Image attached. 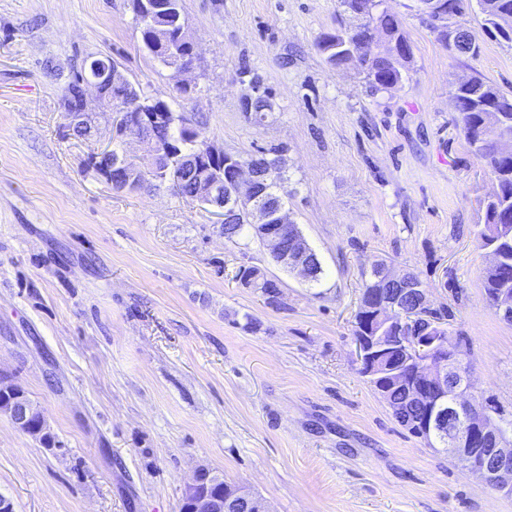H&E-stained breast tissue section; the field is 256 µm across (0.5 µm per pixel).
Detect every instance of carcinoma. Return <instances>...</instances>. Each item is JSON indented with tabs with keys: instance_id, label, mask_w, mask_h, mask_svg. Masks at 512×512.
Instances as JSON below:
<instances>
[{
	"instance_id": "carcinoma-1",
	"label": "carcinoma",
	"mask_w": 512,
	"mask_h": 512,
	"mask_svg": "<svg viewBox=\"0 0 512 512\" xmlns=\"http://www.w3.org/2000/svg\"><path fill=\"white\" fill-rule=\"evenodd\" d=\"M384 0H339L342 12L357 20L360 14L368 10L373 13L376 30L389 41L405 46L406 52L398 57L390 54L384 45L373 54H359L351 46L363 38L364 28L355 23L323 34L318 41L319 50L325 54L326 61L334 66L348 62L355 63L364 75L365 83L371 94L386 92L402 84L413 61V50L400 18L382 8ZM481 14L487 28L512 44V0H478ZM464 10L463 0H451L448 17L432 19V28L438 39L448 43V35H455L451 52L457 57L478 54V47L471 42L467 31L453 22V18ZM161 24L159 32L167 35V41L177 40L180 28L174 15L163 13L157 20ZM82 72H77L65 89L63 106L67 112L77 107L79 100V82ZM454 99L459 114L460 128L473 155L481 159L498 184V192L483 202V224L477 232V246L491 245L500 256L499 262L488 268L484 278V288L488 300H493L502 288L512 290V155L505 156L497 149L498 138L512 135V97L507 96L496 86L480 76L464 81L454 90ZM165 165L179 175L175 192L186 198L192 197L197 175L184 168L177 158H168ZM283 181L280 169L272 172L265 195L269 206L280 205L283 199L279 194ZM230 225L227 228V241L234 242L241 236L245 226L253 219L254 203L249 198L229 200ZM236 279L245 288H255L263 294H270V279L255 266L242 265L236 272ZM34 417L23 432L35 438L46 448L56 447L55 436L51 433L41 410L31 405Z\"/></svg>"
}]
</instances>
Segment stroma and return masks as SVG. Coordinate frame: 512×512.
I'll return each mask as SVG.
<instances>
[{"label": "stroma", "instance_id": "stroma-1", "mask_svg": "<svg viewBox=\"0 0 512 512\" xmlns=\"http://www.w3.org/2000/svg\"><path fill=\"white\" fill-rule=\"evenodd\" d=\"M457 22L479 47L453 59L414 0H386L414 52L404 83L370 96L317 48L338 0H181L197 58L186 80L141 42L129 0H0V375L42 411L43 447L0 414V494L14 512H180L201 466L270 512H512L415 437L361 375L353 336L375 262L418 274L448 307L473 388L512 419V324L483 288L480 199L496 183L458 125L454 84L480 73L512 94V44L476 0ZM110 57L204 139L244 158L281 149L285 207L324 274L227 242L170 185L114 189L93 160L144 154L87 93L93 135L62 98ZM273 103L246 109L252 79ZM242 265L279 285H239Z\"/></svg>", "mask_w": 512, "mask_h": 512}]
</instances>
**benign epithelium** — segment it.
<instances>
[{
  "label": "benign epithelium",
  "mask_w": 512,
  "mask_h": 512,
  "mask_svg": "<svg viewBox=\"0 0 512 512\" xmlns=\"http://www.w3.org/2000/svg\"><path fill=\"white\" fill-rule=\"evenodd\" d=\"M180 39L188 51L179 61L180 72L186 73L194 64L195 43L185 28L180 31ZM83 84L95 89L101 104L110 89L128 101L127 112L121 116L124 132L134 123L144 127L167 120L162 107L142 104L113 62L94 66ZM69 117L72 123L92 132L86 96H81L78 112ZM140 141L148 145L153 158L164 153L182 155L197 171L208 158L215 159L223 153V149L206 140L198 141L186 155L173 140L162 150L153 141L143 137ZM228 164L235 171L233 179L225 182L220 174L206 172L200 177L195 194L196 200L217 217L218 230L227 229L224 197H252L256 205L252 228L271 259L307 279L312 278L317 254L302 233L286 235L290 225L288 212L282 206L263 209L267 184L263 177L270 176L272 169L260 171L238 157ZM377 280L386 287L376 288L367 296L362 335L356 337L361 374L380 394L384 393L383 384L402 389L405 403L424 410L423 419L406 420L405 426L426 431L485 485L512 495V441L507 437L503 419L477 401L461 351L449 341L447 329L434 321L421 326L413 321L412 313L430 310L422 284L413 275L398 274L386 266ZM496 310L504 320L512 322V291L504 289L498 294ZM183 504L182 512H269L261 498L243 486L225 482L205 466L197 468L186 485Z\"/></svg>",
  "instance_id": "1"
}]
</instances>
